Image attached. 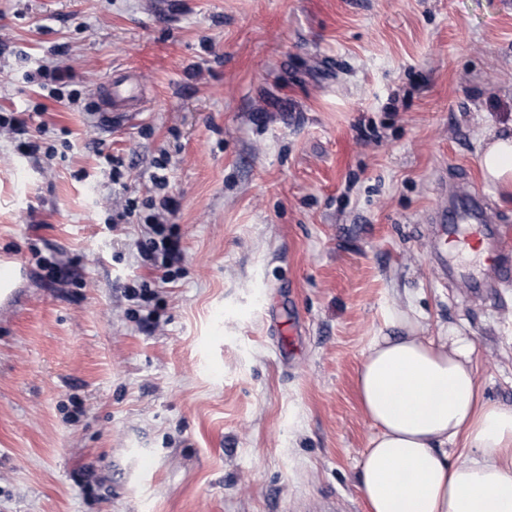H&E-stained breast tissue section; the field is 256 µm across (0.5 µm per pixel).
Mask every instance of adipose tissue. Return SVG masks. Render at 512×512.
<instances>
[{"mask_svg": "<svg viewBox=\"0 0 512 512\" xmlns=\"http://www.w3.org/2000/svg\"><path fill=\"white\" fill-rule=\"evenodd\" d=\"M480 166L512 193V130L488 131ZM390 323L399 335L373 337L356 376L376 427L357 472L367 512H512V407L482 399L474 338L424 335L401 312Z\"/></svg>", "mask_w": 512, "mask_h": 512, "instance_id": "adipose-tissue-1", "label": "adipose tissue"}]
</instances>
